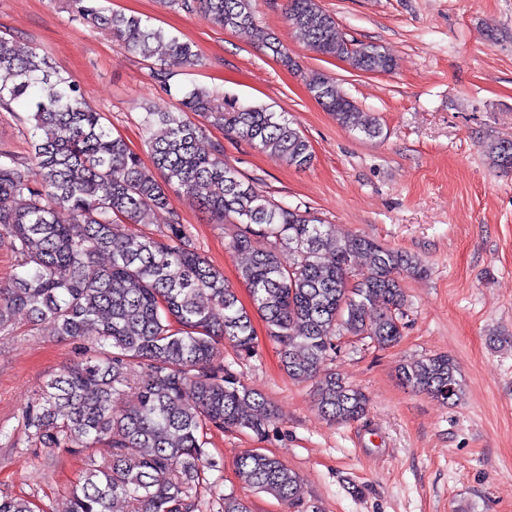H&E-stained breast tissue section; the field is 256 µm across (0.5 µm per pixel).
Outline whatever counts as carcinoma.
<instances>
[{"mask_svg": "<svg viewBox=\"0 0 512 512\" xmlns=\"http://www.w3.org/2000/svg\"><path fill=\"white\" fill-rule=\"evenodd\" d=\"M69 2L127 52L154 60L153 76L164 85L175 72L202 64L192 44L140 17L107 14L98 0ZM168 3L221 28L250 31L259 46L301 71L258 25L254 0ZM286 15L325 57L367 73L393 67L381 45L346 39L318 0H287ZM160 46L165 51L158 57ZM303 79L339 126L380 136L377 118L360 111L332 79L317 70ZM15 105L25 109L32 127L36 171L27 159L0 150V239H10L23 268L11 286L0 288V332L9 330L17 311L31 323L53 322L58 335L73 340L96 330L94 354L50 378L41 400L24 413L46 448H110L103 461L89 460L82 483L70 492L68 512H111L119 503L134 512H197L193 490L214 468L204 433L237 428L262 436L275 419L265 397L224 364L226 343L241 354L253 351L254 312L279 346L288 376L312 385L327 421L350 423L367 414L368 396L325 361L343 331L380 348L397 345L404 276H420L424 267L370 237L338 239L333 225L308 210L272 201L224 160L222 144L200 150L199 128L188 117L191 112L279 162L307 168L312 147L286 113L195 86L183 93L177 111L144 113L148 167L48 55L23 52L0 35V108ZM488 153L494 166L512 171V140L490 144ZM174 191L189 196L214 223L236 224L231 247L241 256L239 278L254 312L238 305L223 273L192 248L186 225L169 210ZM62 210L67 224L57 220ZM161 210L169 211V220L159 236L125 232L123 225L151 224ZM357 255L368 257L369 266L352 282ZM398 377L446 402L462 396L449 354L402 363ZM234 469L241 481L295 512H321L314 503H301L297 474L276 456L248 449ZM212 488L224 512H252L246 501L223 494L218 481ZM0 512H35L34 503L0 493Z\"/></svg>", "mask_w": 512, "mask_h": 512, "instance_id": "obj_1", "label": "carcinoma"}]
</instances>
